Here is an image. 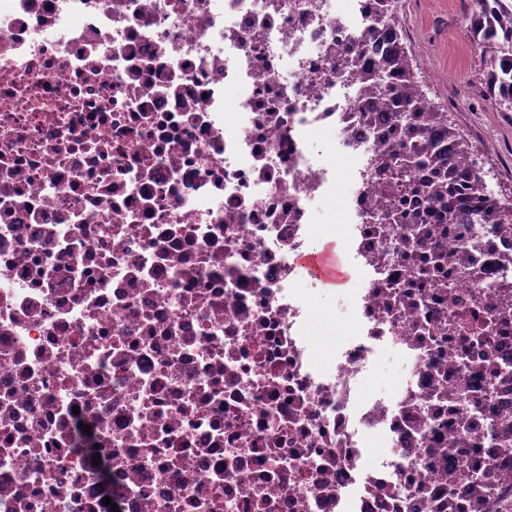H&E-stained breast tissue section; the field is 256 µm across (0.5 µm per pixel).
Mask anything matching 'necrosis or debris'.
I'll return each instance as SVG.
<instances>
[{
	"instance_id": "necrosis-or-debris-1",
	"label": "necrosis or debris",
	"mask_w": 512,
	"mask_h": 512,
	"mask_svg": "<svg viewBox=\"0 0 512 512\" xmlns=\"http://www.w3.org/2000/svg\"><path fill=\"white\" fill-rule=\"evenodd\" d=\"M372 7L0 0V512H512V225L393 172ZM313 140L319 151L323 156L327 157L336 166V171L339 180L342 182L345 180L347 172L350 168V161L342 156L336 155L333 149V140L323 132H316L313 135ZM299 267L322 288H334L351 279V266L346 258L336 253V244L324 243L299 259ZM348 330L349 319L342 304L335 301L328 306H316L313 340L325 357L336 343L346 337ZM382 364L384 368L380 373L366 382L363 388L366 394H374L378 391L387 392L398 382L402 372V366L398 358L391 353H387L382 357Z\"/></svg>"
}]
</instances>
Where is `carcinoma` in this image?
I'll use <instances>...</instances> for the list:
<instances>
[{"label": "carcinoma", "instance_id": "carcinoma-1", "mask_svg": "<svg viewBox=\"0 0 512 512\" xmlns=\"http://www.w3.org/2000/svg\"><path fill=\"white\" fill-rule=\"evenodd\" d=\"M468 33L482 37L489 49L486 60V86L489 94L512 96V0H476ZM384 35L391 41V55L378 65H359L355 75L363 85L367 99L365 111L389 112L394 124L393 150L390 157H404L414 168H429L434 178L423 185V191L432 203L448 201V210L462 205L461 194L470 192L469 209L461 215L480 224H511L499 200L484 194L473 186L475 176L464 169L471 153V144L455 127L448 123V114L436 107L426 109L420 101L426 99L415 76V60L403 41L400 20L375 27L369 36ZM448 137L450 150L443 156L434 150V132Z\"/></svg>", "mask_w": 512, "mask_h": 512}]
</instances>
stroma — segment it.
<instances>
[{"mask_svg": "<svg viewBox=\"0 0 512 512\" xmlns=\"http://www.w3.org/2000/svg\"><path fill=\"white\" fill-rule=\"evenodd\" d=\"M406 2L400 20L423 91L438 99L440 110L472 147L486 149L504 194H511L512 112L501 111L485 88L487 49L467 32L474 0ZM348 330L342 304L316 307L313 339L322 354H330Z\"/></svg>", "mask_w": 512, "mask_h": 512, "instance_id": "35a3bbf8", "label": "stroma"}]
</instances>
